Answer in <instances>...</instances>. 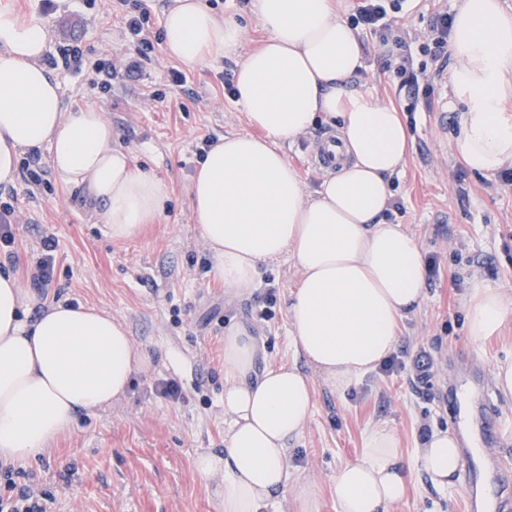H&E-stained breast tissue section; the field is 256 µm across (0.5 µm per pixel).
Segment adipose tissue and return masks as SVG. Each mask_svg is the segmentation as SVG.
<instances>
[{"label": "adipose tissue", "mask_w": 512, "mask_h": 512, "mask_svg": "<svg viewBox=\"0 0 512 512\" xmlns=\"http://www.w3.org/2000/svg\"><path fill=\"white\" fill-rule=\"evenodd\" d=\"M267 39L234 73V93L257 134L233 133L208 151L190 185L193 218L227 291L248 292L267 265L288 257L300 281L287 307L294 352L325 384L345 392L393 352L397 327L421 306L427 265L416 238L385 222L392 180L411 137L401 112L350 90L364 69L359 34L330 0H252ZM49 26L0 9V185L12 184L23 154L49 150L63 183L104 204L113 239L133 237L162 213L168 182L135 168L114 145L96 107L64 109L59 85L41 59ZM244 35L206 0H173L164 46L191 64L235 50ZM449 48L455 65L449 111L470 170L492 176L512 165V123L500 106L512 98V14L500 0H461ZM333 120L344 157L335 175L307 192L281 142ZM36 300L0 270V465L48 454L79 412L110 406L129 391L143 356L111 314L64 301L37 318ZM466 332L480 344L512 316V295L473 279L465 297ZM258 344L243 326L224 337V449L198 453L194 467L214 480L220 512H265L291 498L296 512H319L312 482L288 480V443L312 410L308 377L288 363L256 371ZM463 467L456 437L431 429L413 459L394 429L380 425L362 454L333 479L337 512H393L413 470L441 489Z\"/></svg>", "instance_id": "adipose-tissue-1"}]
</instances>
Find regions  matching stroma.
Returning <instances> with one entry per match:
<instances>
[{
  "label": "stroma",
  "mask_w": 512,
  "mask_h": 512,
  "mask_svg": "<svg viewBox=\"0 0 512 512\" xmlns=\"http://www.w3.org/2000/svg\"><path fill=\"white\" fill-rule=\"evenodd\" d=\"M221 17L239 22L245 37L236 51L198 64L168 57L156 45L138 68L133 38L112 12L109 0H0L20 18L40 14L50 38L46 58L59 60L63 47L80 45L85 54L115 66L110 91L85 72L57 64L50 72L61 88L64 109L92 105L112 124L114 142L128 150L136 166L165 178L171 188L162 215L141 234L111 238L103 205L48 173L35 188L23 179L1 187L15 198V242L9 270L29 283L40 255V240L54 237V280L47 301L63 300L112 313L130 329L137 349L152 357L139 371L126 399L93 414H80L73 431L55 451L20 466L17 485L43 497L46 512H219L212 484L194 471L205 450L224 448V336L233 325L255 336L258 368L294 362L287 306L298 282L292 261L269 266L252 291L233 294L214 279L210 257L190 209L189 185L205 138L248 132L241 106L224 89L225 74L258 47L266 32L251 0H207ZM366 67L350 86L402 112L412 136L403 171L392 182L397 204L390 220L420 241L427 262L436 264L426 298L402 322L394 352L398 368L378 370L351 389L333 392L311 374L314 405L303 434L288 445L291 480H310L320 512H336L332 478L362 451L371 427L387 425L412 458L425 427L453 428L449 388L467 393L481 380L484 396L498 409L497 444L482 455L512 465V397L493 382L497 362L512 359V321L480 345L466 335L464 298L473 277L512 295V184L500 176L472 172L455 145V115L443 112L450 72L429 55L414 51L420 85L430 100H411L393 72L377 56L375 36L360 35ZM186 77L167 82L170 69ZM162 91L164 102L152 94ZM319 121L305 136L282 149L307 191L323 181L308 163L315 140L332 130ZM426 353L432 371L425 382L411 381L405 366ZM176 382L179 398L163 397V383ZM464 485L441 490L413 473L407 495L395 512H465Z\"/></svg>",
  "instance_id": "stroma-1"
}]
</instances>
